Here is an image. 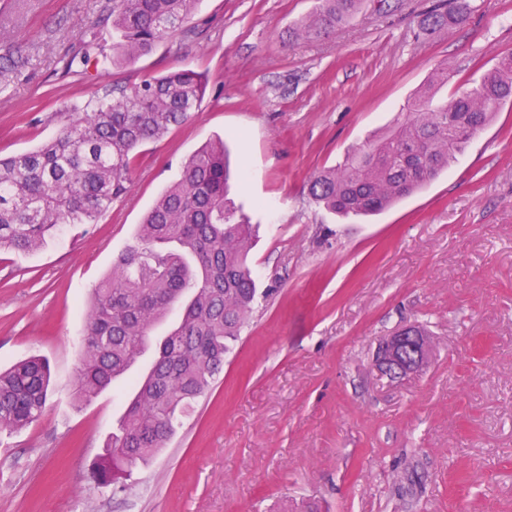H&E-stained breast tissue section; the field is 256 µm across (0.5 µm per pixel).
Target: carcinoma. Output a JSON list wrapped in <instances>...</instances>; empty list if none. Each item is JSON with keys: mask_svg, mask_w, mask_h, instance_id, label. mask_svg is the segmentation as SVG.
<instances>
[{"mask_svg": "<svg viewBox=\"0 0 512 512\" xmlns=\"http://www.w3.org/2000/svg\"><path fill=\"white\" fill-rule=\"evenodd\" d=\"M195 0H112L116 61L144 54L173 36ZM361 0H318L299 35L318 36L347 22ZM468 0L435 5L420 20L423 34L461 23ZM27 64L0 33V87ZM448 84L438 70L409 98L401 117L372 142L309 182L313 201L343 218L381 212L433 180L457 160L500 108L512 101V55L502 57L470 90L435 102ZM207 82L189 68L150 76L118 94L108 90L69 106L71 123L55 138L0 157V251L28 254L65 224H97L130 188L136 150L192 117ZM224 140L206 144L155 200L136 230V244L115 260L93 289L81 333L83 363L76 382L89 400L124 378L150 347L157 357L142 380L95 482L126 490L133 469L163 449L179 418L210 390L224 356L254 310L257 288L247 264L255 228L227 198ZM179 322L161 339L155 327L173 308ZM49 364L30 357L0 371V426L23 428L46 405Z\"/></svg>", "mask_w": 512, "mask_h": 512, "instance_id": "cac0c4a2", "label": "carcinoma"}]
</instances>
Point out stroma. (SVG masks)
Instances as JSON below:
<instances>
[{"label":"stroma","instance_id":"35a3bbf8","mask_svg":"<svg viewBox=\"0 0 512 512\" xmlns=\"http://www.w3.org/2000/svg\"><path fill=\"white\" fill-rule=\"evenodd\" d=\"M366 3L318 39L289 26L315 0H196L181 33L105 67L71 63L85 32L112 52V0H8L0 29L28 65L0 90V156L56 137L65 109L104 89L191 68L199 112L139 150L129 193L97 224H68L30 254L0 252V368L46 358L43 415L0 429V512H512V105L422 190L365 220L314 204L308 183L381 135L432 74L439 99L512 54V0H469L430 36L432 0ZM227 143L230 196L256 226L259 305L193 412L121 493L97 487L104 454L155 358L79 400L90 288L135 243L181 167ZM431 354L393 378L396 331ZM423 15L420 30L423 34H432L461 23L470 11L468 0H454V6L448 11L445 1H441ZM414 329L420 331L417 328ZM414 329L407 327L398 330L383 343L380 351L379 366L386 373L393 376L403 375L426 363L429 355L428 340L426 336H418ZM403 346L414 351V359L412 362L401 363L399 361L397 349Z\"/></svg>","mask_w":512,"mask_h":512}]
</instances>
